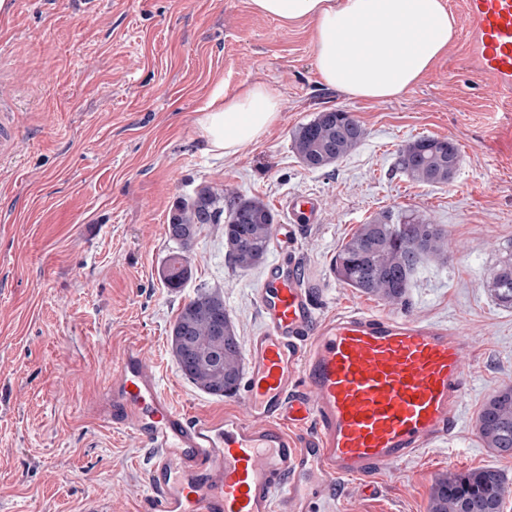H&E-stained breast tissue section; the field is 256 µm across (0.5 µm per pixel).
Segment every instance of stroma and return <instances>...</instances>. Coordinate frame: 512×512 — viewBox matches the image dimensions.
Instances as JSON below:
<instances>
[{
    "mask_svg": "<svg viewBox=\"0 0 512 512\" xmlns=\"http://www.w3.org/2000/svg\"><path fill=\"white\" fill-rule=\"evenodd\" d=\"M456 36L424 79L390 100L363 101L326 87L312 26L285 25L249 0H16L0 14V77L15 92L20 148L0 162V512H140L149 452L101 426L98 413L124 347L138 342L175 405L212 416L235 395L203 393L179 372L170 335L198 289L224 294L240 340L261 326L256 293L267 262L242 269L224 227L202 228L192 277L168 288L165 228L177 199L208 186L263 202L284 222L289 195L323 205L301 225L296 250L321 314L363 309L458 327L470 343L466 389L452 435L367 480L338 479L315 512H430L436 482L494 467L512 512V457L486 448L478 416L512 386V308L489 283L512 255V91L485 87L471 62L460 0H445ZM261 82L282 96L277 125L224 156L199 126L212 101ZM345 110L362 142L321 171L293 149L295 129ZM446 138L461 159L453 178L410 180L397 151ZM411 210L446 234L447 257L427 258L406 304L339 281L332 264L361 224Z\"/></svg>",
    "mask_w": 512,
    "mask_h": 512,
    "instance_id": "1",
    "label": "stroma"
}]
</instances>
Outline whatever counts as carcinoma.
<instances>
[{"instance_id":"carcinoma-1","label":"carcinoma","mask_w":512,"mask_h":512,"mask_svg":"<svg viewBox=\"0 0 512 512\" xmlns=\"http://www.w3.org/2000/svg\"><path fill=\"white\" fill-rule=\"evenodd\" d=\"M364 137L362 126L348 112H320L293 135V148L305 167L324 169L354 150ZM460 158L455 143L421 137L403 145L399 168L413 181L445 184ZM274 215L261 202L240 199L224 216V192L208 186L178 202L166 234L176 248L162 274L167 286L180 288L191 277L189 252L205 224L224 225L229 257L240 268L260 262L267 252ZM443 230L414 213L386 212L360 225L336 255V278L391 303L406 301L408 288L422 259L444 258ZM491 292L500 305L512 307V258L495 272ZM172 353L182 375L211 395L233 392L241 377V343L224 312V297L200 291L184 305L171 334ZM478 433L486 447L512 455V386L496 391L483 405ZM506 491L501 472L493 467L450 474L432 492L431 512H501Z\"/></svg>"}]
</instances>
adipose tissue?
Returning <instances> with one entry per match:
<instances>
[{"instance_id":"ef3b65f1","label":"adipose tissue","mask_w":512,"mask_h":512,"mask_svg":"<svg viewBox=\"0 0 512 512\" xmlns=\"http://www.w3.org/2000/svg\"><path fill=\"white\" fill-rule=\"evenodd\" d=\"M286 24L309 22L321 81L354 99L388 100L420 83L456 34L444 0H250ZM279 92L250 83L208 105L199 125L212 151L256 143L278 123Z\"/></svg>"}]
</instances>
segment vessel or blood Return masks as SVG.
Instances as JSON below:
<instances>
[{
    "label": "vessel or blood",
    "instance_id": "obj_1",
    "mask_svg": "<svg viewBox=\"0 0 512 512\" xmlns=\"http://www.w3.org/2000/svg\"><path fill=\"white\" fill-rule=\"evenodd\" d=\"M487 87L512 89V0H462ZM278 251L257 290L262 327L246 346L237 393L221 417L177 409L140 346L112 372L101 421L149 448L142 512H313L338 478L402 462L452 432L469 345L460 330L363 310L317 313L295 228L321 221V200L294 194ZM311 430L297 434L295 426Z\"/></svg>",
    "mask_w": 512,
    "mask_h": 512
}]
</instances>
